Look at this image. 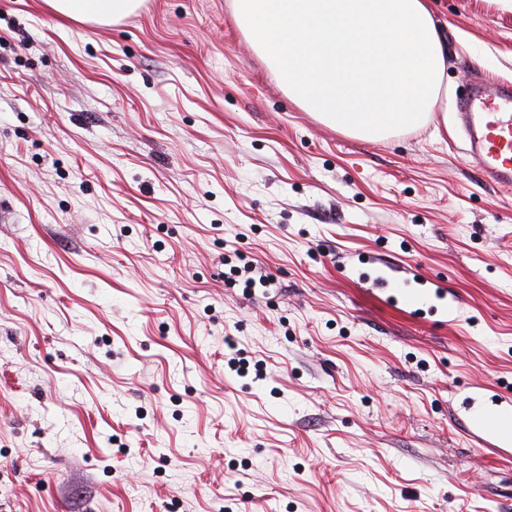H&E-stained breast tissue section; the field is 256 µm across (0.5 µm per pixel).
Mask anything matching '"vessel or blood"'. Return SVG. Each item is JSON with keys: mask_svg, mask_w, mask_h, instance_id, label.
I'll use <instances>...</instances> for the list:
<instances>
[{"mask_svg": "<svg viewBox=\"0 0 512 512\" xmlns=\"http://www.w3.org/2000/svg\"><path fill=\"white\" fill-rule=\"evenodd\" d=\"M465 127L469 138L467 153L478 164L485 179L504 192L512 191V87L500 85L487 91L475 85L464 103ZM376 289L387 291L396 305L415 313L431 307L447 311L446 291L437 283L422 279L414 288H390L387 278L374 280ZM467 434L486 448L512 446V394H500L491 402L472 401L461 417Z\"/></svg>", "mask_w": 512, "mask_h": 512, "instance_id": "vessel-or-blood-1", "label": "vessel or blood"}]
</instances>
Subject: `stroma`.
I'll use <instances>...</instances> for the list:
<instances>
[{
  "label": "stroma",
  "mask_w": 512,
  "mask_h": 512,
  "mask_svg": "<svg viewBox=\"0 0 512 512\" xmlns=\"http://www.w3.org/2000/svg\"><path fill=\"white\" fill-rule=\"evenodd\" d=\"M432 9L448 93L371 142L289 97L233 0H0V512H512V454L456 418L512 390V194L454 120L512 82V11ZM368 256L451 315L368 291ZM55 14L80 24L114 23L131 14L141 0H44Z\"/></svg>",
  "instance_id": "stroma-1"
}]
</instances>
